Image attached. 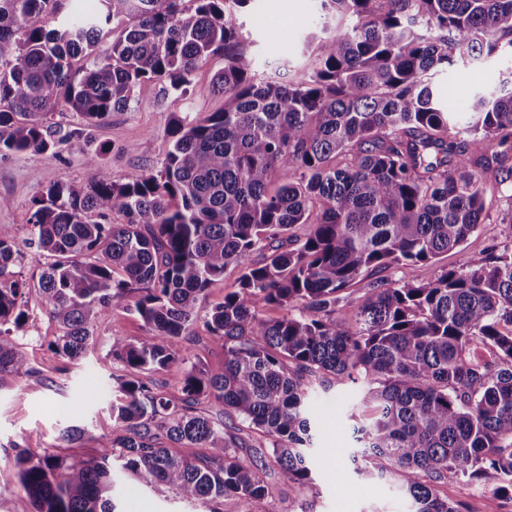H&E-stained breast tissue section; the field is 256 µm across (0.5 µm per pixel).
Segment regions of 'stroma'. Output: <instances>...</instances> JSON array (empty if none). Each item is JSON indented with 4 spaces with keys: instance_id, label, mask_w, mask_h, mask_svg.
<instances>
[{
    "instance_id": "obj_1",
    "label": "stroma",
    "mask_w": 512,
    "mask_h": 512,
    "mask_svg": "<svg viewBox=\"0 0 512 512\" xmlns=\"http://www.w3.org/2000/svg\"><path fill=\"white\" fill-rule=\"evenodd\" d=\"M257 70L281 71L294 78L306 70L311 39L331 32L320 0H255L237 13ZM224 69L223 54L209 57L193 74L186 93L162 94L154 82L142 83L136 101L111 113L100 125L86 126L76 112L55 113L52 121L66 131L80 132L81 147L25 151L0 157V228L10 231L21 251L17 273L38 280L48 258L29 243L28 218L33 199L50 184L63 180L82 185L84 162L99 155L114 179L124 180L138 169L160 165L172 145L174 117L202 118L220 111L224 96L215 87ZM512 80V55H494L479 63L457 65L434 72L432 83L451 111H470L477 91L491 90ZM486 217L464 251L441 255L427 268L405 265L389 270V277L418 280L434 276L443 267H458L467 255L490 248L512 251V188L488 189ZM27 319L13 337L27 354L20 373L0 375V512H32L29 498L20 491L15 458L18 450L50 451L62 456L91 458L99 452L102 436L111 433L112 386L127 373L113 361V337L133 340L145 330L141 318L118 303L94 325V347L78 358L56 353L61 334L58 324L40 302L37 291L25 298ZM179 344L192 362L211 373L224 368V341L203 324H194ZM310 402L318 422L308 456L312 479L304 485L282 487L274 498L253 501L238 496L209 505L183 500L165 488H149L135 479L116 477L113 499L117 512H410L411 502L395 478L367 475L352 460L354 442L349 426L363 409L360 384L347 383L322 390L314 388ZM72 425L85 428L73 445L62 440ZM442 496L462 512H512V496L482 489L463 478L449 477L438 486Z\"/></svg>"
}]
</instances>
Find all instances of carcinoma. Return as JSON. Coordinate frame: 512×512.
<instances>
[{
    "label": "carcinoma",
    "instance_id": "cac0c4a2",
    "mask_svg": "<svg viewBox=\"0 0 512 512\" xmlns=\"http://www.w3.org/2000/svg\"><path fill=\"white\" fill-rule=\"evenodd\" d=\"M101 2L62 17V0H0V155L77 147L80 133L48 116L70 110L93 127L145 81L184 93L219 51L224 108L175 118L158 168L122 182L90 158L82 186L59 180L36 196L30 243L50 259L36 284L15 277L20 251L0 229V373L26 368L12 328L32 286L67 358L114 304L132 300L146 327L112 337L130 374L98 457L18 452L35 512H115V468L188 501L274 497L265 455L241 457L245 440L193 412L202 400L264 434L280 481L302 485L314 379L364 384L374 415L352 428L361 457L371 475L398 478L413 512H459L437 490L449 475L512 495V252L419 281L381 275L461 248L485 187L512 184V88L477 93L461 119L429 83L437 68L512 52V0H321L349 23L319 40L296 82L256 76L233 19L251 0ZM256 252L263 261L245 263ZM231 264L237 288L203 318L224 339L212 375L178 340ZM358 283L347 325L336 311ZM266 307L283 315L264 319ZM175 364L179 405L138 377ZM165 440L209 453L179 457Z\"/></svg>",
    "mask_w": 512,
    "mask_h": 512
}]
</instances>
